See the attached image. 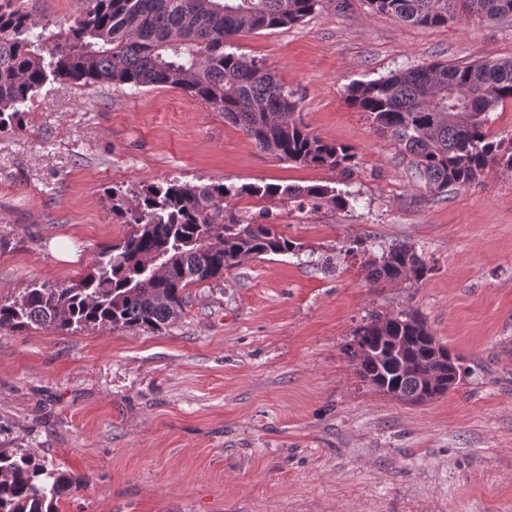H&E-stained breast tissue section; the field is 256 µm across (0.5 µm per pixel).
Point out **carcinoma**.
<instances>
[{
	"label": "carcinoma",
	"mask_w": 512,
	"mask_h": 512,
	"mask_svg": "<svg viewBox=\"0 0 512 512\" xmlns=\"http://www.w3.org/2000/svg\"><path fill=\"white\" fill-rule=\"evenodd\" d=\"M64 31L51 30L21 4L0 0V129L19 126L48 83L181 89L224 113L262 151L299 166L345 174L355 154L329 143L295 118L299 99L255 60L231 51L242 32L293 26L319 0H80ZM372 10L423 27L446 26L461 13L481 22L512 18V0H368ZM349 103L413 158L412 176L435 195L481 184L491 166L512 169V142L488 133L490 111L512 101V59L467 66L424 63L354 82ZM277 200L299 212L361 206L360 196L327 185H192L177 179L147 185L128 198L112 192V214L131 232L103 248L78 282L32 283L0 299V329L34 325L69 334L94 330L161 331L188 304L187 287L224 278L251 256L296 254L269 209L241 213L226 199ZM370 283L425 282L432 271L415 246L398 243L369 259ZM415 311L375 314L354 333L347 354L376 390L421 393L417 374L396 357L377 360L379 337L402 336L411 360L433 364ZM80 480L23 449L0 448V512H59Z\"/></svg>",
	"instance_id": "obj_1"
}]
</instances>
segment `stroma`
I'll return each instance as SVG.
<instances>
[{
	"mask_svg": "<svg viewBox=\"0 0 512 512\" xmlns=\"http://www.w3.org/2000/svg\"><path fill=\"white\" fill-rule=\"evenodd\" d=\"M233 50L295 93L308 130L352 147L351 175L262 152L181 90L46 85L0 131V298L78 281L128 234L115 187L323 184L364 208L270 201L300 255L190 286L165 330H0V448L82 480L60 512H512V170L432 195L346 101L349 84L401 66L512 59V20L422 28L367 0H321ZM402 242L433 264L430 279L367 282L370 255ZM409 309L465 370L422 405L364 383L346 354L370 315Z\"/></svg>",
	"mask_w": 512,
	"mask_h": 512,
	"instance_id": "1",
	"label": "stroma"
}]
</instances>
